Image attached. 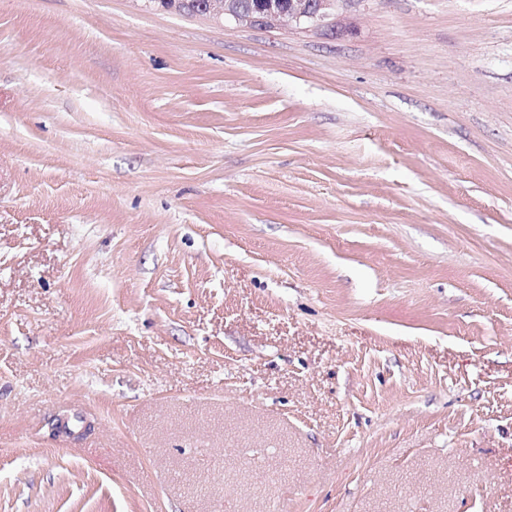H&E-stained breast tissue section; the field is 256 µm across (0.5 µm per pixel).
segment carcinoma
<instances>
[{
  "instance_id": "1",
  "label": "carcinoma",
  "mask_w": 512,
  "mask_h": 512,
  "mask_svg": "<svg viewBox=\"0 0 512 512\" xmlns=\"http://www.w3.org/2000/svg\"><path fill=\"white\" fill-rule=\"evenodd\" d=\"M153 7L165 11L199 14L216 19L254 13L261 16L260 26H287L295 13L306 6L305 0H147Z\"/></svg>"
}]
</instances>
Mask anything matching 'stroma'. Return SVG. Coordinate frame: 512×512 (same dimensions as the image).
I'll return each instance as SVG.
<instances>
[{"mask_svg":"<svg viewBox=\"0 0 512 512\" xmlns=\"http://www.w3.org/2000/svg\"><path fill=\"white\" fill-rule=\"evenodd\" d=\"M333 23L0 0V512H512V0Z\"/></svg>","mask_w":512,"mask_h":512,"instance_id":"1","label":"stroma"}]
</instances>
